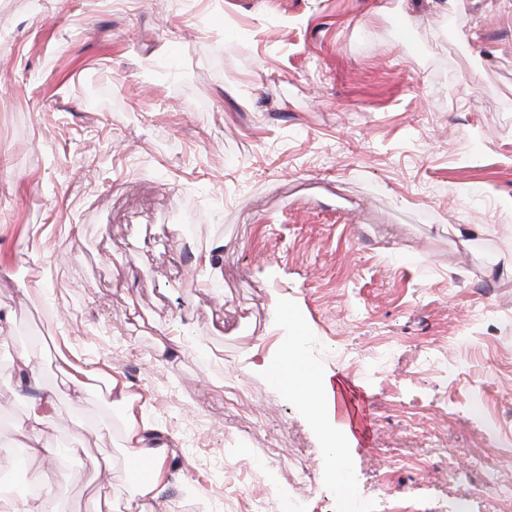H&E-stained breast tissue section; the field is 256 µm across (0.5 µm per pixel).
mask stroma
<instances>
[{"instance_id":"35a3bbf8","label":"stroma","mask_w":512,"mask_h":512,"mask_svg":"<svg viewBox=\"0 0 512 512\" xmlns=\"http://www.w3.org/2000/svg\"><path fill=\"white\" fill-rule=\"evenodd\" d=\"M1 307L31 336L0 334V440L17 355L59 387L67 337L143 397L165 512H341L262 371L299 329L368 401L360 512H486L484 466L512 483V0H0ZM72 430L128 480L121 409L60 400L43 438ZM45 473L40 512H86L88 457Z\"/></svg>"}]
</instances>
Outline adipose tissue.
<instances>
[{"label":"adipose tissue","mask_w":512,"mask_h":512,"mask_svg":"<svg viewBox=\"0 0 512 512\" xmlns=\"http://www.w3.org/2000/svg\"><path fill=\"white\" fill-rule=\"evenodd\" d=\"M305 341V334L294 336L292 344L285 348L279 359L267 364L266 371L277 384L288 389L321 426L328 443L322 462L323 471L335 478L344 512H357L358 503L342 455L343 443L353 440L354 435L350 427L327 421L326 416L333 403L332 386L329 379L306 371L300 357V349ZM56 363L67 382L71 400L82 401L89 390L100 386L104 389V403L122 409L125 419L123 453L146 470L144 476L130 479L124 508L126 512H158L157 506L168 485L169 449L163 442L151 441L150 426L138 419L140 395L131 390L117 371L103 367H82L62 351L57 352ZM17 379L20 389L27 392V456L31 459L53 456V449L42 444L38 433L53 406L54 396L40 392L39 377L27 358H20L17 364Z\"/></svg>","instance_id":"ef3b65f1"}]
</instances>
